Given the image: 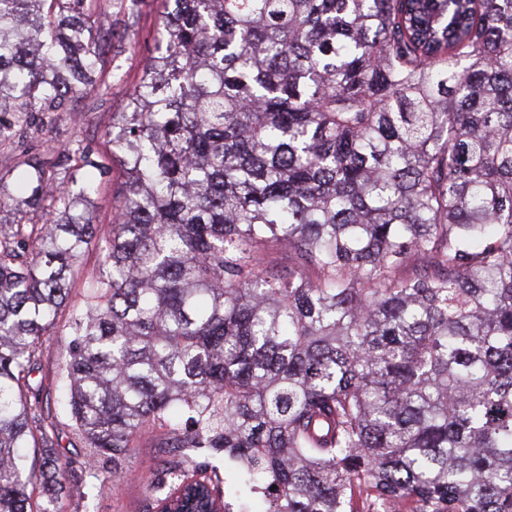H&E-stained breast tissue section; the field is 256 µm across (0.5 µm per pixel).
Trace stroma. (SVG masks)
<instances>
[{"mask_svg":"<svg viewBox=\"0 0 512 512\" xmlns=\"http://www.w3.org/2000/svg\"><path fill=\"white\" fill-rule=\"evenodd\" d=\"M162 10L161 0H142L140 4L138 18L121 52L129 78H137L141 71L148 55L151 34ZM125 100L126 89L122 86L113 87L111 95L101 100L89 96L73 98L65 111L42 113L16 148L17 153L37 155L50 166L58 162L61 150L69 141L83 140L100 165L97 173L100 190L93 198V214L96 223L104 227L112 220L121 180L120 169L112 161L107 131L113 113L123 109ZM18 174L13 161L0 155V184L10 195L7 207L0 211V219L25 224L43 223L48 217V209L34 210L24 205V195L16 187ZM64 344L63 334L51 337L40 368L33 375L34 381L43 382L50 394L45 409L57 422L61 460L67 466L71 482L78 484L85 493L83 499L66 502L64 512H147L152 499L167 491V477L156 459L158 437L154 434L143 437L117 467L120 472L117 490H99L88 473L84 444L72 430L71 422L59 403L62 383L58 376V363Z\"/></svg>","mask_w":512,"mask_h":512,"instance_id":"obj_1","label":"stroma"}]
</instances>
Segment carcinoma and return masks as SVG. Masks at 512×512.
I'll list each match as a JSON object with an SVG mask.
<instances>
[{
	"instance_id": "carcinoma-1",
	"label": "carcinoma",
	"mask_w": 512,
	"mask_h": 512,
	"mask_svg": "<svg viewBox=\"0 0 512 512\" xmlns=\"http://www.w3.org/2000/svg\"><path fill=\"white\" fill-rule=\"evenodd\" d=\"M138 0H0V148L102 98ZM107 132L108 232L80 141L17 162L0 224V512H63L31 383L67 313L61 401L88 465L160 431L166 499L264 512H512V0H164ZM82 303L70 282L91 246ZM284 246L288 269L260 253ZM20 168L14 166V162L4 155H0V177L7 193L11 195L7 207L0 212L3 221L14 222L21 220L22 224H42L49 216L51 208L49 200L43 203V208L34 211L23 204L25 194L19 192L16 187L17 176Z\"/></svg>"
}]
</instances>
